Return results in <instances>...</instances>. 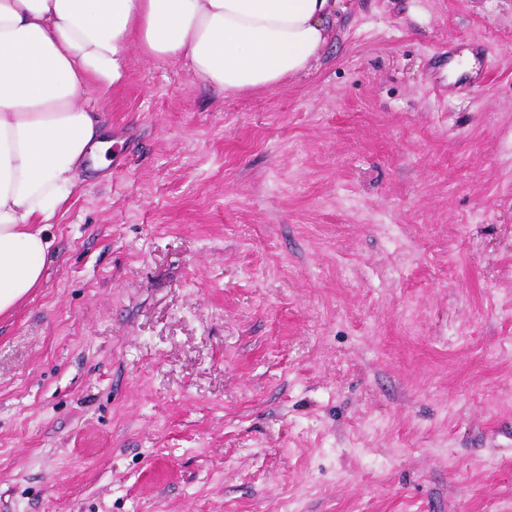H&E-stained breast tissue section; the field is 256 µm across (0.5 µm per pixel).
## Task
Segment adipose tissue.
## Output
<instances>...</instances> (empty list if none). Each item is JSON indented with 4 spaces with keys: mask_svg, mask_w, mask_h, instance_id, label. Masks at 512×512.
<instances>
[{
    "mask_svg": "<svg viewBox=\"0 0 512 512\" xmlns=\"http://www.w3.org/2000/svg\"><path fill=\"white\" fill-rule=\"evenodd\" d=\"M335 20L332 0H0V316L42 282L79 168L108 163L90 83L120 85L136 47L227 92L268 88L307 71Z\"/></svg>",
    "mask_w": 512,
    "mask_h": 512,
    "instance_id": "ef3b65f1",
    "label": "adipose tissue"
}]
</instances>
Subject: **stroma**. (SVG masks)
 <instances>
[{"instance_id":"1","label":"stroma","mask_w":512,"mask_h":512,"mask_svg":"<svg viewBox=\"0 0 512 512\" xmlns=\"http://www.w3.org/2000/svg\"><path fill=\"white\" fill-rule=\"evenodd\" d=\"M86 99L111 162L0 317V512H512V0H336L276 86L135 48Z\"/></svg>"}]
</instances>
